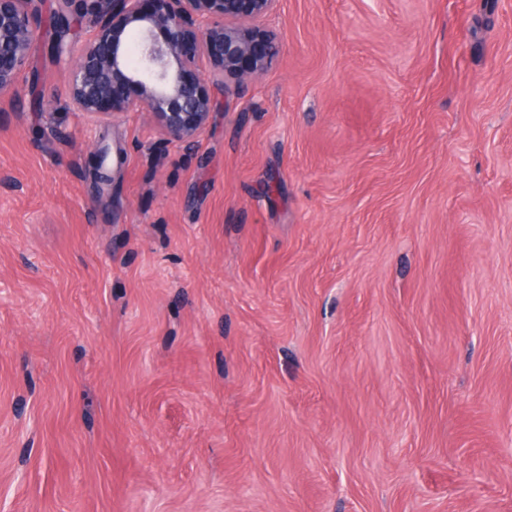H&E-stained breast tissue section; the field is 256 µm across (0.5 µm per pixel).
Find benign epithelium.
Listing matches in <instances>:
<instances>
[{
  "instance_id": "benign-epithelium-1",
  "label": "benign epithelium",
  "mask_w": 512,
  "mask_h": 512,
  "mask_svg": "<svg viewBox=\"0 0 512 512\" xmlns=\"http://www.w3.org/2000/svg\"><path fill=\"white\" fill-rule=\"evenodd\" d=\"M43 0H0V99H13L39 37ZM73 16L91 7L94 27L71 58L67 96L95 119L149 112L170 143H189L211 121V88L257 77L280 52L277 35L249 26L279 0H53Z\"/></svg>"
}]
</instances>
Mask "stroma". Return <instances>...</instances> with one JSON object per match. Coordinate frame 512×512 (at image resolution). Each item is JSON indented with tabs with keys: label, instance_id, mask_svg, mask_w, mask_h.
<instances>
[{
	"label": "stroma",
	"instance_id": "obj_1",
	"mask_svg": "<svg viewBox=\"0 0 512 512\" xmlns=\"http://www.w3.org/2000/svg\"><path fill=\"white\" fill-rule=\"evenodd\" d=\"M41 26L0 512H512V0H280L188 146L74 112Z\"/></svg>",
	"mask_w": 512,
	"mask_h": 512
}]
</instances>
